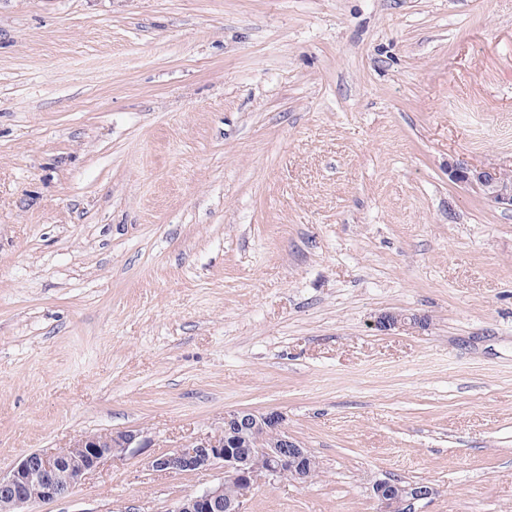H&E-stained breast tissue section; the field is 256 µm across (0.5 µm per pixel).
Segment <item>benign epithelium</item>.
<instances>
[{"label":"benign epithelium","mask_w":512,"mask_h":512,"mask_svg":"<svg viewBox=\"0 0 512 512\" xmlns=\"http://www.w3.org/2000/svg\"><path fill=\"white\" fill-rule=\"evenodd\" d=\"M448 175L456 183L478 189L494 205L512 210V176L497 170L472 169L448 163ZM405 325L422 326L424 320L401 313L384 312L374 326L390 331ZM281 412L259 413L238 409L224 413V427L196 438L184 448L156 454L147 460L154 471L184 474L207 470L216 462L224 464V478L216 485L178 500L172 512H245L250 492L265 483L281 479L286 469H296L298 480L309 479L316 461L306 449L288 436ZM275 432L274 447L258 446L256 452L268 460L259 471L250 465L242 449L260 432ZM146 447L140 434L132 431L97 433L77 438L69 447L54 451L36 450L24 455L6 475H0V500L8 512H28L26 506L67 497L82 479L108 456L123 454L131 447ZM246 485L249 492L234 498L224 495L230 484ZM427 483L402 486L390 479L372 485L378 512H420V505L435 495Z\"/></svg>","instance_id":"obj_1"}]
</instances>
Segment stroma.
Masks as SVG:
<instances>
[{"label": "stroma", "mask_w": 512, "mask_h": 512, "mask_svg": "<svg viewBox=\"0 0 512 512\" xmlns=\"http://www.w3.org/2000/svg\"><path fill=\"white\" fill-rule=\"evenodd\" d=\"M512 0H0V474L149 442L31 512H170L227 411L319 463L247 512H512ZM383 312L425 327L382 332ZM448 175L456 183L478 189L494 205L512 210V176L497 170L472 169L449 163ZM396 482L382 479L372 485L379 512H420V505L436 493V489L427 483Z\"/></svg>", "instance_id": "stroma-1"}]
</instances>
